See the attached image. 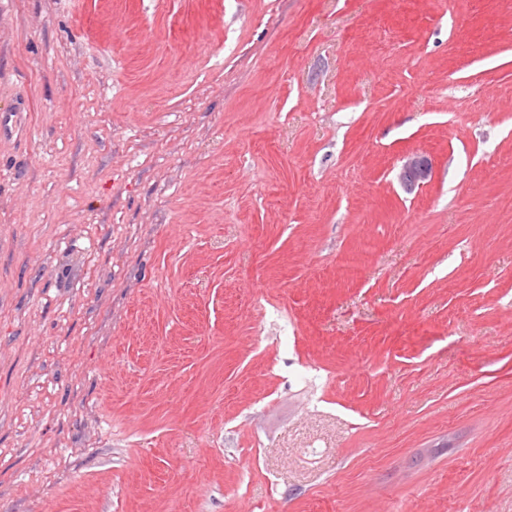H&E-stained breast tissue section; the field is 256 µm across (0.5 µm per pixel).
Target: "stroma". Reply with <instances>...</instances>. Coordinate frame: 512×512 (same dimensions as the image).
I'll use <instances>...</instances> for the list:
<instances>
[{"instance_id":"obj_1","label":"stroma","mask_w":512,"mask_h":512,"mask_svg":"<svg viewBox=\"0 0 512 512\" xmlns=\"http://www.w3.org/2000/svg\"><path fill=\"white\" fill-rule=\"evenodd\" d=\"M22 98L0 512H512V0H0ZM431 173L432 164L430 159L424 154L414 153L406 157L399 177L403 185L411 187L427 181Z\"/></svg>"}]
</instances>
